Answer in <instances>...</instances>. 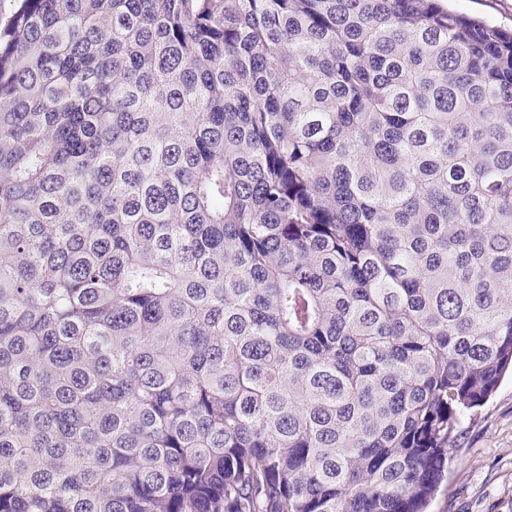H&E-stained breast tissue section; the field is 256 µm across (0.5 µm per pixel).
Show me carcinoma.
Instances as JSON below:
<instances>
[{
  "mask_svg": "<svg viewBox=\"0 0 512 512\" xmlns=\"http://www.w3.org/2000/svg\"><path fill=\"white\" fill-rule=\"evenodd\" d=\"M510 369L512 33L14 0L0 512H424Z\"/></svg>",
  "mask_w": 512,
  "mask_h": 512,
  "instance_id": "carcinoma-1",
  "label": "carcinoma"
}]
</instances>
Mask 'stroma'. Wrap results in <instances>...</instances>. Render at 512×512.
<instances>
[{"label":"stroma","instance_id":"obj_1","mask_svg":"<svg viewBox=\"0 0 512 512\" xmlns=\"http://www.w3.org/2000/svg\"><path fill=\"white\" fill-rule=\"evenodd\" d=\"M428 512H512V378L464 423Z\"/></svg>","mask_w":512,"mask_h":512}]
</instances>
